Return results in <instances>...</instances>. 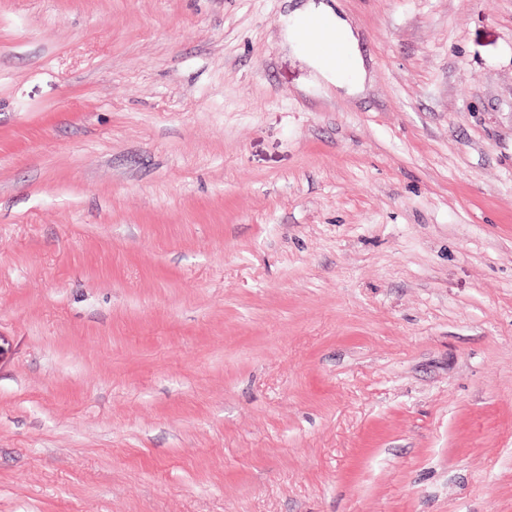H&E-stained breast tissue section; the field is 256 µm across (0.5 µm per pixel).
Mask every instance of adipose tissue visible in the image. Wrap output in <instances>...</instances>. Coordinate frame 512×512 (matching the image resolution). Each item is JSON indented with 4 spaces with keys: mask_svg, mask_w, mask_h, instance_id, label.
I'll return each instance as SVG.
<instances>
[{
    "mask_svg": "<svg viewBox=\"0 0 512 512\" xmlns=\"http://www.w3.org/2000/svg\"><path fill=\"white\" fill-rule=\"evenodd\" d=\"M309 20L318 21L316 36H306L301 26ZM289 38L315 64L318 73L327 81L345 83L359 90L365 79L357 41L344 21L332 9L320 11L295 10L287 19Z\"/></svg>",
    "mask_w": 512,
    "mask_h": 512,
    "instance_id": "ef3b65f1",
    "label": "adipose tissue"
}]
</instances>
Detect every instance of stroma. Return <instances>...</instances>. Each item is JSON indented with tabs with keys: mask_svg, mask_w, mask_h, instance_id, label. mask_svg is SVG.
<instances>
[{
	"mask_svg": "<svg viewBox=\"0 0 512 512\" xmlns=\"http://www.w3.org/2000/svg\"><path fill=\"white\" fill-rule=\"evenodd\" d=\"M0 512H512V0H0ZM308 20L311 21L305 25L306 30L315 31L320 25L315 37L301 33L302 24ZM286 24L288 37L315 63L324 79L336 84L346 83L354 91L361 88L365 71L357 41L332 9H297L288 15Z\"/></svg>",
	"mask_w": 512,
	"mask_h": 512,
	"instance_id": "1",
	"label": "stroma"
}]
</instances>
